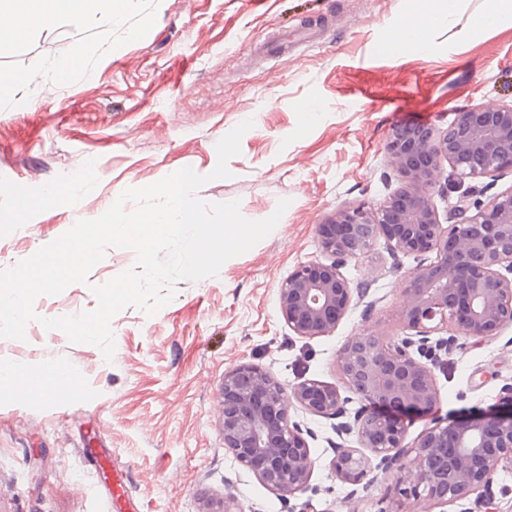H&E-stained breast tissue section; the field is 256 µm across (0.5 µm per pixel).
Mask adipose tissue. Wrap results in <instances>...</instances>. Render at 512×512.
<instances>
[{"mask_svg": "<svg viewBox=\"0 0 512 512\" xmlns=\"http://www.w3.org/2000/svg\"><path fill=\"white\" fill-rule=\"evenodd\" d=\"M134 0H0V13H9L16 19L8 28L0 27V49H6L15 40L24 37L29 27L47 17H63L71 21L85 19L95 9H103L108 21H120ZM461 0H424V8L417 19L399 26L384 43L387 53L398 56L406 50H428L425 34L438 25L458 26L457 47L468 51L473 45L477 28L495 26L512 21V0H483L479 12L468 22L460 24Z\"/></svg>", "mask_w": 512, "mask_h": 512, "instance_id": "adipose-tissue-1", "label": "adipose tissue"}]
</instances>
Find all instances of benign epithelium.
Masks as SVG:
<instances>
[{
	"instance_id": "1",
	"label": "benign epithelium",
	"mask_w": 512,
	"mask_h": 512,
	"mask_svg": "<svg viewBox=\"0 0 512 512\" xmlns=\"http://www.w3.org/2000/svg\"><path fill=\"white\" fill-rule=\"evenodd\" d=\"M512 103L494 108L467 105L445 129L396 128L386 156L401 186L373 209L346 206L318 225L324 259L297 266L279 288L280 311L296 335L330 336L353 306L354 291L342 273L350 259L369 251L383 236L392 256L436 253L408 275L401 311L404 332L396 340L354 336L338 351L337 366L349 389L372 408L350 421V398L316 380L289 388L249 363L224 372L221 385L224 449L281 497L309 489L315 461L291 410L336 419L332 466L342 481L371 484L374 470L404 472L398 494L422 501L425 512L475 496L491 503L494 476L512 470V385L495 407L479 416L436 423L413 444L406 443L403 413H426L439 403L435 368L440 352L457 349V334L491 340L512 326V188L488 201L474 181L496 180L512 171ZM451 168L458 196L440 220L434 202L436 172ZM449 329L454 333L432 340ZM415 454L416 466L404 463ZM206 512H243L229 494L206 502Z\"/></svg>"
}]
</instances>
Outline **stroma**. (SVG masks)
Returning <instances> with one entry per match:
<instances>
[{"label": "stroma", "instance_id": "obj_1", "mask_svg": "<svg viewBox=\"0 0 512 512\" xmlns=\"http://www.w3.org/2000/svg\"><path fill=\"white\" fill-rule=\"evenodd\" d=\"M415 8L139 0L119 22L56 17L0 51V76L32 78L0 100V270L99 217L125 189L185 167L209 174L217 142L247 120L231 178L208 182L200 198L239 201L251 220L290 202L274 231L217 276L177 283L155 314L119 311L112 359L40 320L94 309L93 286L132 267L133 251L108 248L87 283L35 300L37 320L24 339H0V362L67 369L78 395L62 402L39 385L23 400L0 389V512H204L207 498L228 493L244 512H395L399 471L367 486L341 481L332 420L299 408L292 415L310 430L315 461L310 489L283 499L263 487L224 449L219 389L226 370L252 363L288 387L317 380L342 390L336 355L350 337L401 334L405 279L418 261L389 255L384 238L343 267L360 296L333 335H295L279 288L321 258L317 228L327 214L376 205L399 188L385 146L407 114L432 113V126L444 128L458 106L512 101V24L478 31L464 53L445 25L429 32V52H381ZM71 43L84 64L62 79ZM79 180L87 189L66 195ZM459 342L435 372L436 408L408 418V441L435 422L480 414L512 383V327Z\"/></svg>", "mask_w": 512, "mask_h": 512}]
</instances>
